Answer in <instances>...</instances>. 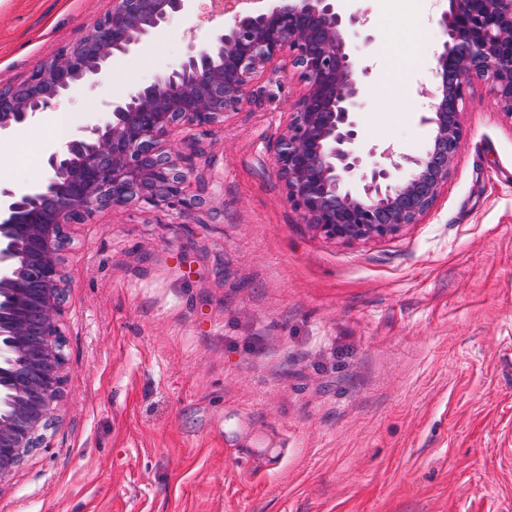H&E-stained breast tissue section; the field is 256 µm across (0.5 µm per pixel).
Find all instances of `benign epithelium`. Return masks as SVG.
Returning <instances> with one entry per match:
<instances>
[{
    "instance_id": "7a95c632",
    "label": "benign epithelium",
    "mask_w": 512,
    "mask_h": 512,
    "mask_svg": "<svg viewBox=\"0 0 512 512\" xmlns=\"http://www.w3.org/2000/svg\"><path fill=\"white\" fill-rule=\"evenodd\" d=\"M194 0H112L87 35L62 46L28 78L0 89V135L34 123L82 80L98 84L109 63ZM339 0H246L232 21L152 83L122 100L104 99V120L82 128L47 157L52 176L24 189L0 185V298L10 321L0 327V365L19 368L11 380L12 418L0 420V482L40 447L64 398L66 356L60 328L66 283V228L107 207L166 206L185 217L201 204L187 192L191 169L174 159L168 138L183 126L224 123L254 95V81L283 55L304 84L276 142L273 165L288 201L327 238L352 243L385 239L418 224L448 184L465 137L460 113L473 83L493 86L494 104L512 118V0H448L447 40L435 54V84L420 123L430 130L417 155L393 145H361V91L370 68L353 47L357 15ZM55 197V223L29 202ZM25 239L29 249L18 245ZM39 300L42 342L28 331L32 282Z\"/></svg>"
}]
</instances>
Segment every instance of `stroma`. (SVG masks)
Segmentation results:
<instances>
[{"label":"stroma","instance_id":"1","mask_svg":"<svg viewBox=\"0 0 512 512\" xmlns=\"http://www.w3.org/2000/svg\"><path fill=\"white\" fill-rule=\"evenodd\" d=\"M374 35L360 134L417 154L447 0H341ZM112 0H0V83L80 40ZM225 18L205 0L62 98L79 123ZM194 156L189 218L144 205L68 226L66 396L0 512H512V119L475 83L452 174L420 223L325 238L274 145L303 84L271 67ZM50 114L0 136V183L47 176Z\"/></svg>","mask_w":512,"mask_h":512}]
</instances>
